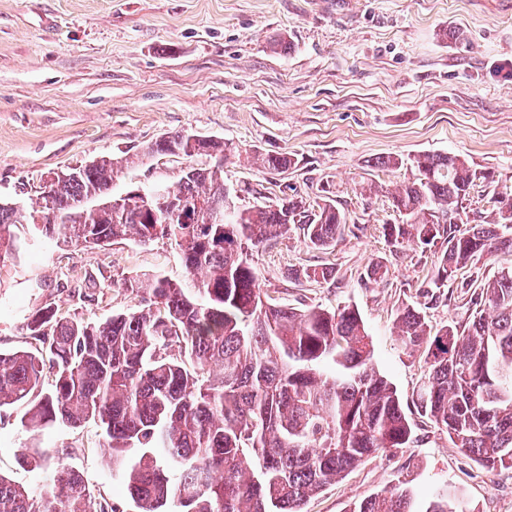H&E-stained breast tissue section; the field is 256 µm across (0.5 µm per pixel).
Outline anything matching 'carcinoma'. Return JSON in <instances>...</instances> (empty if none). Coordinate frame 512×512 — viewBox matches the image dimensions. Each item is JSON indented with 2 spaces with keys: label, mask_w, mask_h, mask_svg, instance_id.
<instances>
[{
  "label": "carcinoma",
  "mask_w": 512,
  "mask_h": 512,
  "mask_svg": "<svg viewBox=\"0 0 512 512\" xmlns=\"http://www.w3.org/2000/svg\"><path fill=\"white\" fill-rule=\"evenodd\" d=\"M191 135L164 136L136 156L214 160L187 166L175 189L114 196L122 166L102 157L35 192L40 224L34 209L0 203L1 265L21 251L17 225L31 224L42 238L75 247L165 240L185 269L181 281L158 272L121 278L137 308L99 322L46 303L22 326L41 347L0 350V411L28 405L20 426L30 442L19 460L45 474L40 491L0 474V512H116L96 500L68 454L43 447L41 436L58 426H96L135 512H303L308 498L363 459L413 442L414 425L374 366L358 308L278 304L248 259L294 233L309 248L329 249L350 230L336 200L325 189L315 208L295 196L231 206L224 160L238 148ZM259 161L269 173L297 164L291 155ZM406 164L415 174L392 194L406 221L382 225L383 236L396 248H437L428 297L461 270L512 251V193L493 199L487 224L461 217L463 200L490 174L452 153L386 156L374 166ZM336 274L320 265L294 276L327 282ZM388 276L376 260L360 282L375 288ZM478 288L466 322L434 330L407 305L394 332L403 350L423 359L418 412L481 467L512 469V266ZM349 512H415L413 494L401 483ZM426 512L470 510L445 490Z\"/></svg>",
  "instance_id": "carcinoma-1"
}]
</instances>
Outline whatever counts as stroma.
I'll return each mask as SVG.
<instances>
[{
  "label": "stroma",
  "instance_id": "35a3bbf8",
  "mask_svg": "<svg viewBox=\"0 0 512 512\" xmlns=\"http://www.w3.org/2000/svg\"><path fill=\"white\" fill-rule=\"evenodd\" d=\"M289 41L273 52L272 40ZM183 130L232 141L224 165L238 206L298 194L319 203L330 186L351 232L327 250L298 236L252 250L262 288L277 302L354 304L372 336L374 364L411 403L423 362L403 351L392 323L403 305L423 300L435 260L420 248L390 251L382 227L395 224L390 192L412 178L373 159L453 153L494 183L463 202L471 216L489 194L512 186V0H0V200L25 197L52 171L99 157L125 158ZM291 154L296 167L261 172L257 157ZM188 160L157 155L115 180L121 194L162 180L176 186ZM377 184L376 194L361 189ZM0 265V349L34 347L20 327L28 314L86 275L114 279L103 302L83 305L96 320L135 307L117 279L158 271L185 276L174 246L122 240L71 247L33 237ZM378 257L387 285L366 288L364 267ZM330 265V282L291 280L287 270ZM39 287H32V280ZM24 406L0 414V473L35 489L44 475L16 463L28 437ZM416 440L362 462L310 498L304 512H349L354 502L408 479L419 512L436 489L462 492L476 512H512V469L487 471L454 448L427 418L411 412ZM44 444L72 451L95 497L134 512L112 474L94 425L47 432Z\"/></svg>",
  "mask_w": 512,
  "mask_h": 512
}]
</instances>
